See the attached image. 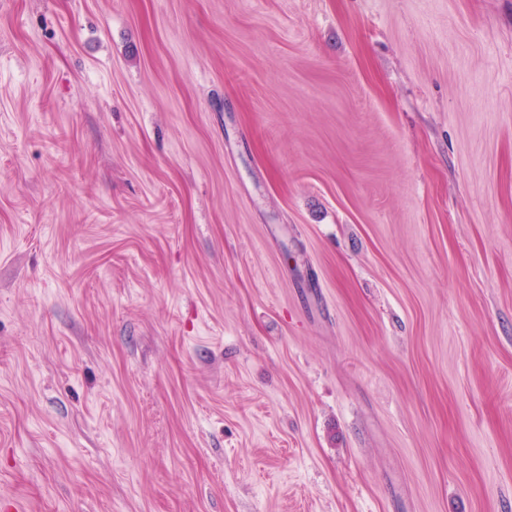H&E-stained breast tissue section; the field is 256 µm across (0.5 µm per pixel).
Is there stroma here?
<instances>
[{
  "label": "stroma",
  "mask_w": 512,
  "mask_h": 512,
  "mask_svg": "<svg viewBox=\"0 0 512 512\" xmlns=\"http://www.w3.org/2000/svg\"><path fill=\"white\" fill-rule=\"evenodd\" d=\"M0 512H512V0H0Z\"/></svg>",
  "instance_id": "stroma-1"
}]
</instances>
